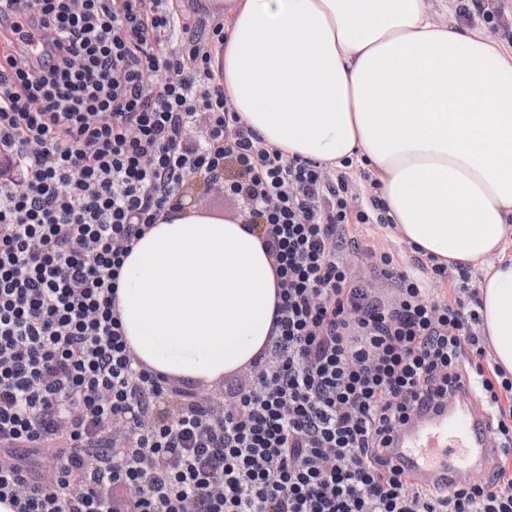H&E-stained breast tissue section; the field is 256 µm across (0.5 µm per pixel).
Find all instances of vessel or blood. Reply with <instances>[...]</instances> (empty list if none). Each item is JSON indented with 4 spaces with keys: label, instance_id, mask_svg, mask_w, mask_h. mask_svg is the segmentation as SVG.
<instances>
[{
    "label": "vessel or blood",
    "instance_id": "obj_1",
    "mask_svg": "<svg viewBox=\"0 0 512 512\" xmlns=\"http://www.w3.org/2000/svg\"><path fill=\"white\" fill-rule=\"evenodd\" d=\"M487 421L486 412L454 402L418 418L398 437L410 480L423 486L474 481L498 457Z\"/></svg>",
    "mask_w": 512,
    "mask_h": 512
}]
</instances>
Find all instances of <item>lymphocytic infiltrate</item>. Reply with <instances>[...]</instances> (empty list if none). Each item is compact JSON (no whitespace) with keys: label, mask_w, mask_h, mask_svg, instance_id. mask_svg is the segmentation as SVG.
<instances>
[{"label":"lymphocytic infiltrate","mask_w":512,"mask_h":512,"mask_svg":"<svg viewBox=\"0 0 512 512\" xmlns=\"http://www.w3.org/2000/svg\"><path fill=\"white\" fill-rule=\"evenodd\" d=\"M223 43L176 0H0V502L116 512L132 486L126 512H512V375L466 269L439 298L360 245L352 227L386 216L242 120ZM198 180L238 202L277 281L272 341L228 402L143 367L115 306L134 243ZM464 379L501 456L488 480L412 488L394 437Z\"/></svg>","instance_id":"obj_1"}]
</instances>
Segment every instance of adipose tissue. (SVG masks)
I'll use <instances>...</instances> for the list:
<instances>
[{
    "label": "adipose tissue",
    "mask_w": 512,
    "mask_h": 512,
    "mask_svg": "<svg viewBox=\"0 0 512 512\" xmlns=\"http://www.w3.org/2000/svg\"><path fill=\"white\" fill-rule=\"evenodd\" d=\"M430 0H224V92L285 154L367 168L401 240L480 272L482 329L512 373V49ZM258 230L184 206L121 270L142 365L213 383L265 350L276 304Z\"/></svg>",
    "instance_id": "1"
}]
</instances>
